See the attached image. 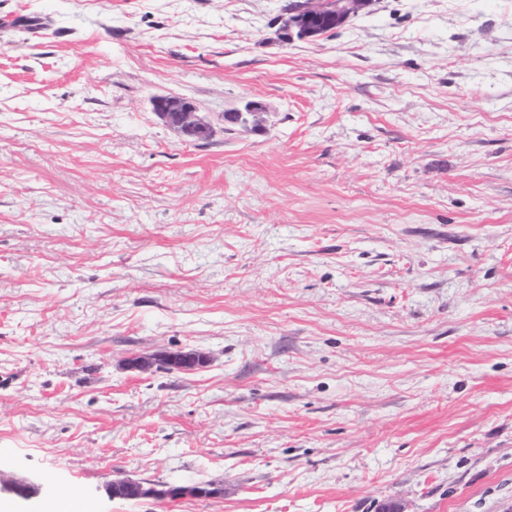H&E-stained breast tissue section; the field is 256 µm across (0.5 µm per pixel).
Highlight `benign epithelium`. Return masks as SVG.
I'll return each instance as SVG.
<instances>
[{
    "instance_id": "7a95c632",
    "label": "benign epithelium",
    "mask_w": 512,
    "mask_h": 512,
    "mask_svg": "<svg viewBox=\"0 0 512 512\" xmlns=\"http://www.w3.org/2000/svg\"><path fill=\"white\" fill-rule=\"evenodd\" d=\"M368 5L369 0H336L335 7L330 8L326 0H295L288 7L287 16L281 19L284 39L291 41L295 38H317L324 28L344 26L351 17ZM151 106L152 111L161 120L188 141L203 140L212 134L211 124L198 115L196 105L187 97L172 94L155 95L151 98ZM261 110L259 103L247 102L243 108L237 110L238 125L247 126L257 122ZM205 362L206 357L203 354L186 352L169 353L159 360L160 366L166 368L201 366ZM113 485L132 486L142 497L169 496L174 491L172 487L158 489L131 480L115 481ZM30 487L32 484L25 481H0L1 493L21 498L29 497Z\"/></svg>"
}]
</instances>
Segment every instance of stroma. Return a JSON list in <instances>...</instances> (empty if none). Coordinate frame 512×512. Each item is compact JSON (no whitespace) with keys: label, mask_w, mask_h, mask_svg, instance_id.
<instances>
[{"label":"stroma","mask_w":512,"mask_h":512,"mask_svg":"<svg viewBox=\"0 0 512 512\" xmlns=\"http://www.w3.org/2000/svg\"><path fill=\"white\" fill-rule=\"evenodd\" d=\"M289 2L0 0V473L43 485L18 512H512V0H370L286 42ZM179 350L209 362L127 365ZM152 111L185 140L197 141L211 136V124L198 115L194 102L179 95H155L151 98ZM236 112H225L224 125L232 126L236 123L238 118V125L247 126L250 123H256L257 117L261 113L262 107L259 103L254 101L247 102L243 109H235ZM238 115V116H237Z\"/></svg>","instance_id":"stroma-1"}]
</instances>
